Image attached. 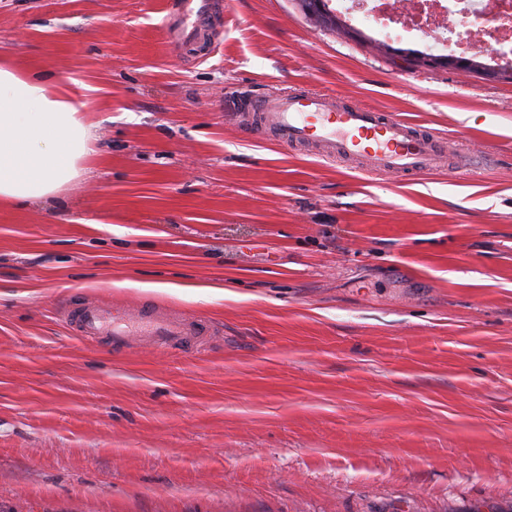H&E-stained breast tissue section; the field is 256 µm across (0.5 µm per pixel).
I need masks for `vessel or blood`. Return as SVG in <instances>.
Segmentation results:
<instances>
[{
	"label": "vessel or blood",
	"mask_w": 512,
	"mask_h": 512,
	"mask_svg": "<svg viewBox=\"0 0 512 512\" xmlns=\"http://www.w3.org/2000/svg\"><path fill=\"white\" fill-rule=\"evenodd\" d=\"M220 0H171L181 21L177 42L187 57L208 46L220 15ZM241 132L274 137L293 149H315L318 157L355 164L358 170L403 181L449 165L447 145L432 133L391 112L364 109L340 97L297 89L279 95L239 94ZM67 318L77 335L113 351L163 349L187 354L213 335L208 321L152 305L129 308L72 295Z\"/></svg>",
	"instance_id": "obj_1"
}]
</instances>
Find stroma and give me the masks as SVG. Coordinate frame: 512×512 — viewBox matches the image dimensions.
Returning <instances> with one entry per match:
<instances>
[{
    "label": "stroma",
    "instance_id": "1",
    "mask_svg": "<svg viewBox=\"0 0 512 512\" xmlns=\"http://www.w3.org/2000/svg\"><path fill=\"white\" fill-rule=\"evenodd\" d=\"M0 0V57L87 96L86 177L0 205L10 512H512V81L405 71L296 0ZM306 87L399 115L452 173L399 183L241 133ZM210 322L189 354L75 336L74 292ZM219 0H173L169 11L181 21V34L176 42L179 52L186 57L200 53L210 43L209 32L215 17L220 15Z\"/></svg>",
    "mask_w": 512,
    "mask_h": 512
}]
</instances>
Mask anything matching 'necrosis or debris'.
<instances>
[{"label":"necrosis or debris","instance_id":"4bbe7bcc","mask_svg":"<svg viewBox=\"0 0 512 512\" xmlns=\"http://www.w3.org/2000/svg\"><path fill=\"white\" fill-rule=\"evenodd\" d=\"M348 25L383 45L412 41L419 50L485 56L490 67H512V0H328ZM501 53L485 55L488 42Z\"/></svg>","mask_w":512,"mask_h":512}]
</instances>
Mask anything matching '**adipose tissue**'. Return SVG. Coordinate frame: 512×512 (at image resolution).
Instances as JSON below:
<instances>
[{"instance_id":"adipose-tissue-1","label":"adipose tissue","mask_w":512,"mask_h":512,"mask_svg":"<svg viewBox=\"0 0 512 512\" xmlns=\"http://www.w3.org/2000/svg\"><path fill=\"white\" fill-rule=\"evenodd\" d=\"M87 107L49 75L0 59V201L38 202L85 176Z\"/></svg>"}]
</instances>
